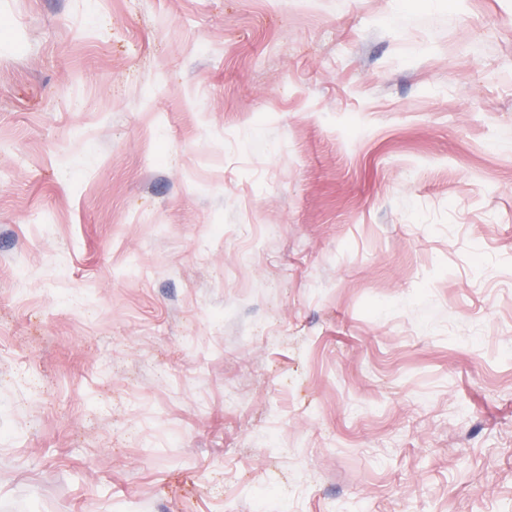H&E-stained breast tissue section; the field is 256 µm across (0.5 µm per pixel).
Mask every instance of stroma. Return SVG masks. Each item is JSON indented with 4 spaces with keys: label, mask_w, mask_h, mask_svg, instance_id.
Instances as JSON below:
<instances>
[{
    "label": "stroma",
    "mask_w": 512,
    "mask_h": 512,
    "mask_svg": "<svg viewBox=\"0 0 512 512\" xmlns=\"http://www.w3.org/2000/svg\"><path fill=\"white\" fill-rule=\"evenodd\" d=\"M0 512H512V0H0Z\"/></svg>",
    "instance_id": "35a3bbf8"
}]
</instances>
